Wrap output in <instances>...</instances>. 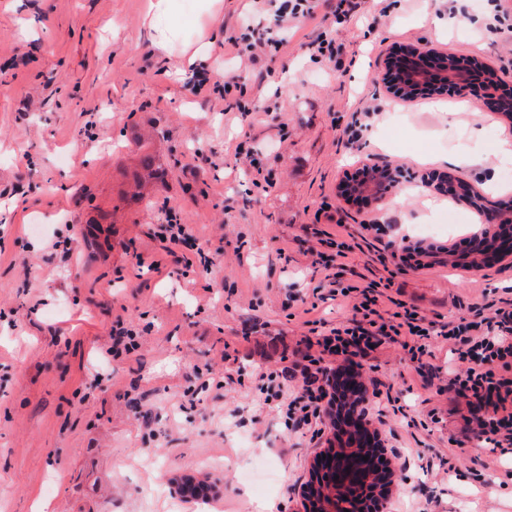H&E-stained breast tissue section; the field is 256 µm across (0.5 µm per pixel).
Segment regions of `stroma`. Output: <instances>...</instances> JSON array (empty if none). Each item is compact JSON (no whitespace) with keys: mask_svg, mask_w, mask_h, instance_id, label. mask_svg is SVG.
<instances>
[{"mask_svg":"<svg viewBox=\"0 0 512 512\" xmlns=\"http://www.w3.org/2000/svg\"><path fill=\"white\" fill-rule=\"evenodd\" d=\"M146 2L0 0V512H300L333 422L318 439L286 423L258 376L296 395L319 352L315 322L351 318L352 299L327 297L328 239L350 246L338 279L383 284L384 311L395 298L445 322L512 298V256L473 255L477 212L428 184L447 173L512 200L496 152L512 122L477 96L406 102L379 79L403 43L512 77L497 0H385L374 24L338 26L335 66L307 49L335 24L319 14L259 68L213 33L272 26L275 5L222 0L208 16L175 0L161 50ZM204 44L210 70L256 105L278 97L279 115L242 116L212 85L195 93L177 66ZM368 101L380 115L348 144ZM145 154L161 176L134 200ZM368 159L407 174L379 206L340 189ZM431 201L458 223L421 233ZM171 211L210 264L161 239ZM116 326L135 348L115 343ZM449 349L434 336L419 359L398 342L329 364L366 388L392 467L387 512H512V453L469 432L476 401L449 392V371L467 369ZM185 474L209 478L208 500L177 494Z\"/></svg>","mask_w":512,"mask_h":512,"instance_id":"35a3bbf8","label":"stroma"}]
</instances>
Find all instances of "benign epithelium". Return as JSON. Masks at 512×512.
Segmentation results:
<instances>
[{
    "mask_svg": "<svg viewBox=\"0 0 512 512\" xmlns=\"http://www.w3.org/2000/svg\"><path fill=\"white\" fill-rule=\"evenodd\" d=\"M477 70L470 65L448 66L444 56L434 50L421 46H411L393 55L386 63L381 80L389 92L396 96L408 86H415L427 95L448 93L467 97L481 95L500 106L512 102V96H503L499 90L507 81L498 78L492 82L485 79L474 80ZM376 164L365 162L360 171L342 182V192L349 201H366L380 205L385 201L390 187L398 182L395 172H386L381 182L372 179ZM466 202L476 207L487 224H511L512 215H504L499 206L491 203L479 194ZM474 250L489 259L504 254H512V232L499 231L491 236L474 238ZM366 392L354 380H349L343 390H337L335 404L330 410L336 419V427L347 436L345 441L324 451L317 457L311 488L306 493L309 503L308 512H337L335 506L324 510L321 503L324 498L320 491H329L332 495H345L352 502L349 512H365L371 507L374 498L375 482L368 479V466L382 465L376 449L381 447V438L368 430L366 413L357 412L367 404ZM368 460H363V457Z\"/></svg>",
    "mask_w": 512,
    "mask_h": 512,
    "instance_id": "benign-epithelium-1",
    "label": "benign epithelium"
}]
</instances>
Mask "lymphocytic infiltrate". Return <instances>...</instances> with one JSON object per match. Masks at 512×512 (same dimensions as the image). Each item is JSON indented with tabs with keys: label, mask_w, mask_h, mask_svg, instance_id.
I'll return each mask as SVG.
<instances>
[{
	"label": "lymphocytic infiltrate",
	"mask_w": 512,
	"mask_h": 512,
	"mask_svg": "<svg viewBox=\"0 0 512 512\" xmlns=\"http://www.w3.org/2000/svg\"><path fill=\"white\" fill-rule=\"evenodd\" d=\"M236 59L258 64L283 46L280 35L268 32L243 33L227 39ZM359 293L352 319L345 325L319 331L317 344L322 355L353 358L364 355L371 347L381 346L399 337L419 342L433 336L453 341V355L468 362L465 373L452 374L448 387L460 394H471L483 404L485 411L476 417L477 432L493 450L512 448V377L500 374V361L512 359V300L497 306L487 303V316L477 320L464 317L438 323L420 315L403 301H395V309L382 315L378 309L380 293L369 285L355 290L353 285L332 288V295ZM314 369L306 373L299 394L281 402L279 408L288 419L307 426L313 436L323 432L322 402L329 397L332 369L313 359Z\"/></svg>",
	"instance_id": "1"
}]
</instances>
